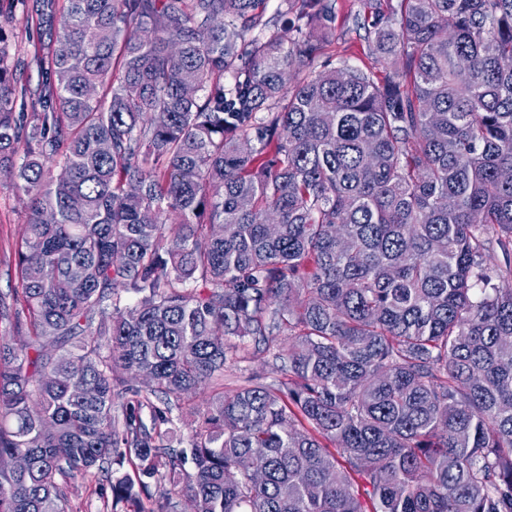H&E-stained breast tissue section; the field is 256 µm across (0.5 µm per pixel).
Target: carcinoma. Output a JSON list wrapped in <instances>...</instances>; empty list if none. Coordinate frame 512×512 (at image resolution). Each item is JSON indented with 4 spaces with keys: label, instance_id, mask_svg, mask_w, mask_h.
I'll return each instance as SVG.
<instances>
[{
    "label": "carcinoma",
    "instance_id": "obj_1",
    "mask_svg": "<svg viewBox=\"0 0 512 512\" xmlns=\"http://www.w3.org/2000/svg\"><path fill=\"white\" fill-rule=\"evenodd\" d=\"M67 2L28 118L0 31V512H512V0H367L381 78L335 0ZM335 29L328 38L324 54L313 64L316 71L324 67L339 66L346 62L353 66L368 68L381 76L382 66L369 53L368 43L364 39V31L355 32L353 20L358 13L363 14L364 0H335ZM28 199L11 183L0 182V293L10 294L18 286L17 245L28 219ZM95 481L92 478L76 476L70 479L66 493L75 512H99L102 502L93 493Z\"/></svg>",
    "mask_w": 512,
    "mask_h": 512
}]
</instances>
